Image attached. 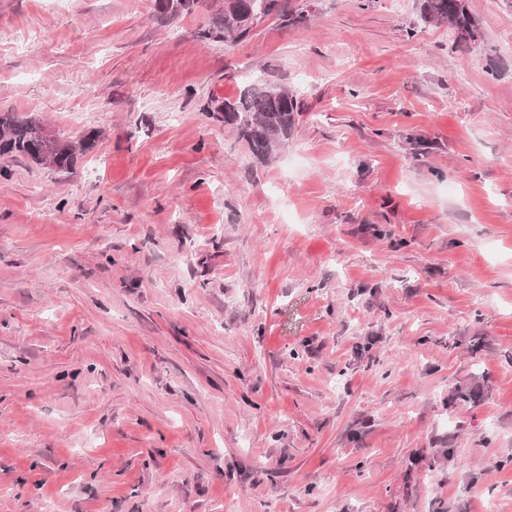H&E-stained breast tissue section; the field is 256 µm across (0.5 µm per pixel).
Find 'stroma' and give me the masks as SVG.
Masks as SVG:
<instances>
[{
    "label": "stroma",
    "mask_w": 512,
    "mask_h": 512,
    "mask_svg": "<svg viewBox=\"0 0 512 512\" xmlns=\"http://www.w3.org/2000/svg\"><path fill=\"white\" fill-rule=\"evenodd\" d=\"M280 4L0 0V512H512V0ZM222 6L216 13L210 25L201 31L206 39L224 40L227 38L245 39L260 23L255 18L261 2L252 3L251 0H220ZM466 0H418L420 17L425 23H446L461 39L475 40L478 24ZM299 112L295 93L255 79L248 82L237 100H224L214 115L224 125L234 126L252 155L266 162L277 146L288 140ZM42 124L12 112H0V156L29 158L37 164L49 163L61 172L73 170L78 160L76 146L56 136L50 146L41 142L36 131Z\"/></svg>",
    "instance_id": "stroma-1"
}]
</instances>
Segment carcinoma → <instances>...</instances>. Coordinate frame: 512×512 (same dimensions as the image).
Masks as SVG:
<instances>
[{"label": "carcinoma", "instance_id": "1", "mask_svg": "<svg viewBox=\"0 0 512 512\" xmlns=\"http://www.w3.org/2000/svg\"><path fill=\"white\" fill-rule=\"evenodd\" d=\"M221 6L210 25L201 31L206 39H244L259 24L255 14L261 2L251 0H220ZM194 0H157V11L165 19L190 10ZM420 17L425 23H445L464 40H474L478 24L466 0H418ZM301 112L295 93L271 85L261 79L248 82L238 99L224 101L217 119L238 130L252 155L261 162L270 159L277 146L288 140ZM41 123L33 118H21L11 112H0V156L25 157L37 164L48 163L61 172L73 170L78 151L90 148L85 140L76 147L53 137L45 145L36 131Z\"/></svg>", "mask_w": 512, "mask_h": 512}]
</instances>
